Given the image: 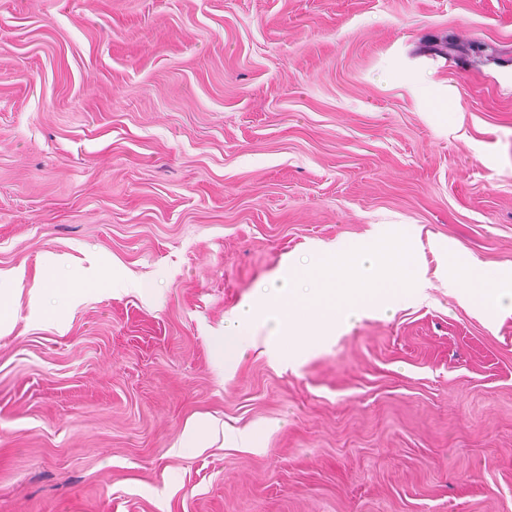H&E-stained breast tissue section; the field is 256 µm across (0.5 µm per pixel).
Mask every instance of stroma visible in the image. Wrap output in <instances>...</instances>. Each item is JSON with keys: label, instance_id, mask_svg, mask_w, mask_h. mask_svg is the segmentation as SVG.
Returning a JSON list of instances; mask_svg holds the SVG:
<instances>
[{"label": "stroma", "instance_id": "obj_1", "mask_svg": "<svg viewBox=\"0 0 512 512\" xmlns=\"http://www.w3.org/2000/svg\"><path fill=\"white\" fill-rule=\"evenodd\" d=\"M375 225L423 302L224 368L258 283ZM89 254L127 287L33 320ZM15 267L0 512H512V0H0ZM207 428V423L202 420L186 426L174 448H180L183 451H190L193 448H206L204 446V436Z\"/></svg>", "mask_w": 512, "mask_h": 512}]
</instances>
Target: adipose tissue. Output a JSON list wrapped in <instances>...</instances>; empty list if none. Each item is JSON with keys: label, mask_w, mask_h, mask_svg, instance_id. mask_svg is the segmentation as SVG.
<instances>
[{"label": "adipose tissue", "mask_w": 512, "mask_h": 512, "mask_svg": "<svg viewBox=\"0 0 512 512\" xmlns=\"http://www.w3.org/2000/svg\"><path fill=\"white\" fill-rule=\"evenodd\" d=\"M34 285L29 291V304L34 315H44L47 308L63 312L79 305L86 292L94 287H120V280L106 274L102 261L87 256L81 269L74 270L60 261L52 262L46 271L33 275Z\"/></svg>", "instance_id": "obj_1"}]
</instances>
